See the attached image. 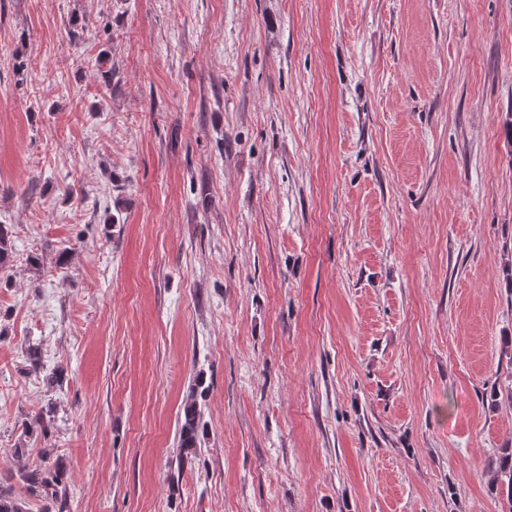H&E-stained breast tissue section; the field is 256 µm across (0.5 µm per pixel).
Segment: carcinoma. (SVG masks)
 <instances>
[{
	"label": "carcinoma",
	"mask_w": 512,
	"mask_h": 512,
	"mask_svg": "<svg viewBox=\"0 0 512 512\" xmlns=\"http://www.w3.org/2000/svg\"><path fill=\"white\" fill-rule=\"evenodd\" d=\"M12 241L6 225L0 224V270L11 262ZM179 441L181 453L178 464L198 457L200 410L190 403L183 408ZM496 481L505 486L507 510L512 512V448L503 449L495 461ZM16 482L0 481V512H30V500L44 503L41 512H65L66 494L58 466L21 467L14 474Z\"/></svg>",
	"instance_id": "obj_1"
}]
</instances>
